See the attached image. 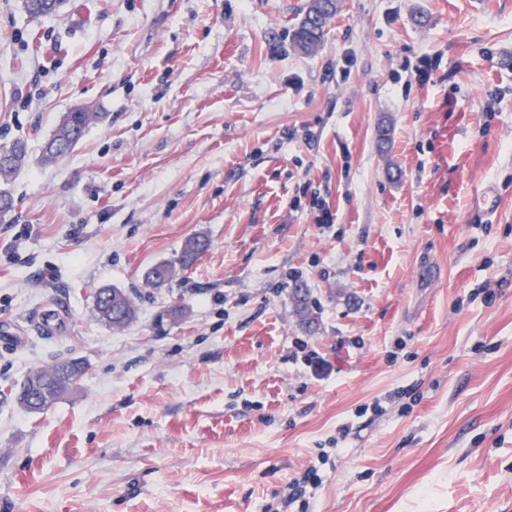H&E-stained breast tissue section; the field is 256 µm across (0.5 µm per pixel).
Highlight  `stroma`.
Instances as JSON below:
<instances>
[{"label": "stroma", "mask_w": 512, "mask_h": 512, "mask_svg": "<svg viewBox=\"0 0 512 512\" xmlns=\"http://www.w3.org/2000/svg\"><path fill=\"white\" fill-rule=\"evenodd\" d=\"M306 3L0 0V390L85 365L0 404V512H512V0H341L310 55ZM95 118H99L93 115L91 112H66L59 125L46 142V145L50 142L62 141L65 143L63 152L67 156L72 150L80 143L84 138L89 126L93 123ZM69 125V126H67ZM69 127V129H68ZM81 132V136L78 138V134ZM45 145V144H44ZM43 145L42 158L45 161H56L58 159H52L48 157L47 150ZM1 152H11L14 156V162L10 166H1L0 168V219L13 209V198L8 190L14 175L25 162L27 157V145L23 140H15L9 145L0 147ZM209 246L208 240L200 236H193L186 240L180 256L176 261L158 264L152 267L145 275V283L147 285L159 286L166 281L173 280L179 273L183 271L196 261L197 257L204 252ZM156 275V278L153 277ZM111 293L113 296V317H112V299L111 304L105 307L106 301L102 300L104 294ZM135 297L132 293H127L119 288H100L97 290L94 298V307L99 319L113 328L122 329L129 325L136 317ZM118 311H115V309ZM122 308L126 311L122 312ZM118 323V324H116Z\"/></svg>", "instance_id": "obj_1"}]
</instances>
